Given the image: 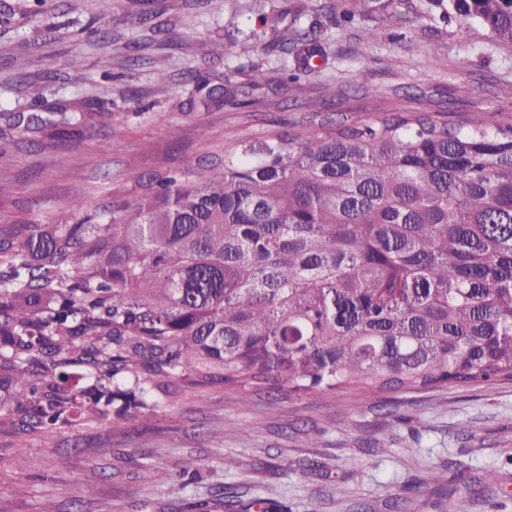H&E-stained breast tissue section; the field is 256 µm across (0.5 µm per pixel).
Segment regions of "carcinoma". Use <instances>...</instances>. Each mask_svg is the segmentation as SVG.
I'll use <instances>...</instances> for the list:
<instances>
[{
    "mask_svg": "<svg viewBox=\"0 0 512 512\" xmlns=\"http://www.w3.org/2000/svg\"><path fill=\"white\" fill-rule=\"evenodd\" d=\"M445 1L512 45V0H432ZM371 2L342 0L343 18ZM279 41L293 83L321 49ZM267 83L256 68L208 96ZM98 117L56 102L10 129L63 139ZM135 182L140 199L0 228V439L15 453L199 388L512 379L511 123L411 112Z\"/></svg>",
    "mask_w": 512,
    "mask_h": 512,
    "instance_id": "carcinoma-1",
    "label": "carcinoma"
}]
</instances>
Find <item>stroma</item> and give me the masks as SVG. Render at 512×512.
<instances>
[{"label":"stroma","instance_id":"1","mask_svg":"<svg viewBox=\"0 0 512 512\" xmlns=\"http://www.w3.org/2000/svg\"><path fill=\"white\" fill-rule=\"evenodd\" d=\"M336 0H269L267 17L287 10L279 32L317 29L325 57L312 74L286 84L293 57L268 45L216 58L215 40L262 29L253 0H152L160 30L131 23L135 0H116L110 18L96 0H0V130L10 114L46 102L101 116L84 135L57 147L0 139V227L49 224L74 199L90 205L132 199L139 174L188 167L204 156L285 132L319 133L336 124L428 112L455 125L480 113L487 127L512 123V46L443 18L428 0H375L353 21L335 18ZM379 32L364 42V30ZM79 56L81 69L67 65ZM180 70L159 84L170 56ZM269 88L246 104L208 98L207 86L246 84L252 66ZM65 163H58V155ZM188 392L150 418L102 425L81 437L31 442L41 457L28 469L11 454V485L0 512H169L165 489L181 502L230 498L233 512L258 501L279 512H512V380L448 384L370 395L348 385L329 395ZM239 465L225 470V457ZM200 460L199 477L180 478L183 459ZM320 464L306 475L296 465ZM150 469L151 480L141 478ZM497 483H480L484 469ZM454 496H446V489Z\"/></svg>","mask_w":512,"mask_h":512}]
</instances>
